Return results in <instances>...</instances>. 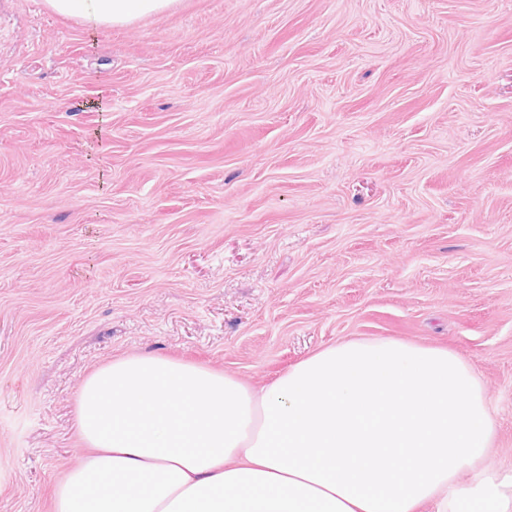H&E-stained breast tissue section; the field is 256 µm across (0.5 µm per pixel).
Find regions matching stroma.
I'll use <instances>...</instances> for the list:
<instances>
[{
  "mask_svg": "<svg viewBox=\"0 0 512 512\" xmlns=\"http://www.w3.org/2000/svg\"><path fill=\"white\" fill-rule=\"evenodd\" d=\"M382 337L465 360L512 463V0H0V512H53L114 358ZM175 0H46L60 15L77 16L91 27L125 26L165 13Z\"/></svg>",
  "mask_w": 512,
  "mask_h": 512,
  "instance_id": "stroma-1",
  "label": "stroma"
}]
</instances>
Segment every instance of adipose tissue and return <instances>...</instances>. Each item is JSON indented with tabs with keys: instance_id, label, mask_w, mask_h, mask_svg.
Returning <instances> with one entry per match:
<instances>
[{
	"instance_id": "ef3b65f1",
	"label": "adipose tissue",
	"mask_w": 512,
	"mask_h": 512,
	"mask_svg": "<svg viewBox=\"0 0 512 512\" xmlns=\"http://www.w3.org/2000/svg\"><path fill=\"white\" fill-rule=\"evenodd\" d=\"M91 27L174 0H46ZM75 426L88 448L54 512H512V466L480 377L396 338L321 348L259 387L202 364L127 355L93 371Z\"/></svg>"
}]
</instances>
